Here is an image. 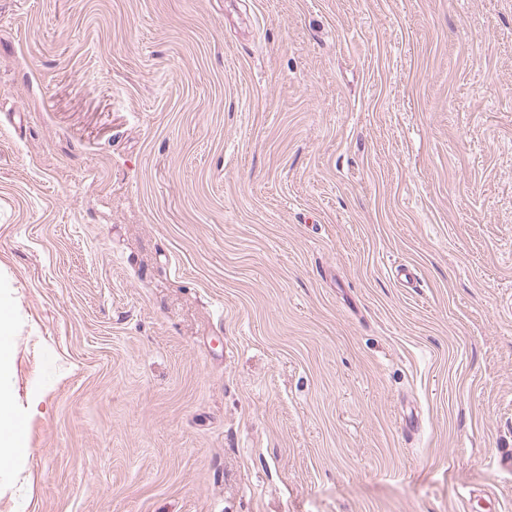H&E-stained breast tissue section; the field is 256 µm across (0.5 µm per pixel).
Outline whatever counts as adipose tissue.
<instances>
[{
	"mask_svg": "<svg viewBox=\"0 0 512 512\" xmlns=\"http://www.w3.org/2000/svg\"><path fill=\"white\" fill-rule=\"evenodd\" d=\"M11 325L10 308L0 304V471L12 468L28 453L27 435L20 430L22 421L12 410Z\"/></svg>",
	"mask_w": 512,
	"mask_h": 512,
	"instance_id": "adipose-tissue-1",
	"label": "adipose tissue"
}]
</instances>
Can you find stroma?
<instances>
[{
  "label": "stroma",
  "instance_id": "stroma-1",
  "mask_svg": "<svg viewBox=\"0 0 512 512\" xmlns=\"http://www.w3.org/2000/svg\"><path fill=\"white\" fill-rule=\"evenodd\" d=\"M0 299V512H512V0H0ZM11 310L0 304V471L12 468L27 455V422L19 419L12 410L13 347L10 340ZM20 426L23 427L22 433Z\"/></svg>",
  "mask_w": 512,
  "mask_h": 512
}]
</instances>
